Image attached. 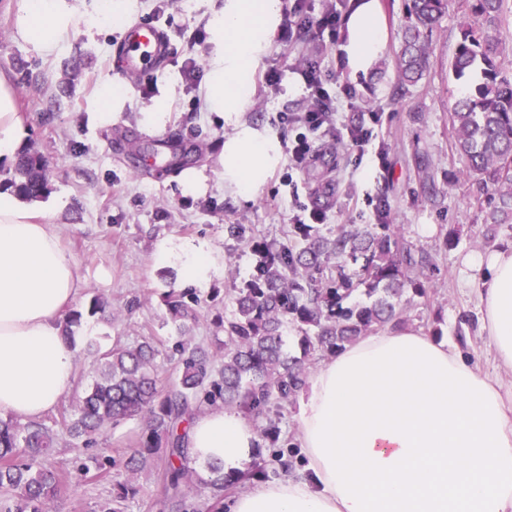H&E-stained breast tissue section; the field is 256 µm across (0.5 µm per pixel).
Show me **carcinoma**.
Listing matches in <instances>:
<instances>
[{
	"label": "carcinoma",
	"mask_w": 512,
	"mask_h": 512,
	"mask_svg": "<svg viewBox=\"0 0 512 512\" xmlns=\"http://www.w3.org/2000/svg\"><path fill=\"white\" fill-rule=\"evenodd\" d=\"M461 7L465 21L451 69L456 79L473 83L459 92L449 120L453 147L466 161L469 201L484 213L490 240L497 226L512 224V73L505 72L499 37L508 0H461ZM447 9L448 0H408L395 95L428 68L429 37ZM7 184L26 200L42 199L49 179L40 153H21ZM227 232L258 260L251 278L229 298L231 316L213 321L224 338L213 346L192 342L188 333L200 321L201 300L189 290L171 289L163 302L179 337L165 356L176 363L178 375L168 387L158 383L155 337L132 345L118 340L108 348L88 343L98 376L75 402L39 421L0 418V512H51L65 482L109 478L113 461L104 450L66 474L46 459L60 431L89 446L132 417L140 419L141 433L123 461L126 479L97 512H130L139 494L136 475L162 455L166 512H193L201 485L209 491L211 512H224L225 490L263 481L268 471L260 461L247 473H226L209 463L208 478H202L191 466L188 419L204 405L255 417L294 403L310 361L369 332L401 326L407 300L428 294L424 275L434 265L432 255L392 224H367L330 237L316 234L311 224H294L291 239L279 245L246 237L239 224L227 225ZM332 260L336 277L324 282ZM82 318V311L73 310L65 319L72 348ZM289 329L295 336H286Z\"/></svg>",
	"instance_id": "1"
}]
</instances>
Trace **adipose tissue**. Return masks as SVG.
I'll use <instances>...</instances> for the list:
<instances>
[{"instance_id": "obj_1", "label": "adipose tissue", "mask_w": 512, "mask_h": 512, "mask_svg": "<svg viewBox=\"0 0 512 512\" xmlns=\"http://www.w3.org/2000/svg\"><path fill=\"white\" fill-rule=\"evenodd\" d=\"M18 0L15 35L49 58L78 27H125L140 0ZM208 33L204 111L224 127L225 189L250 200L283 159L278 137L248 123L253 76L267 56L283 0H197ZM351 75L367 74L385 51L378 0H358L341 46ZM24 133L16 91L0 75V161ZM157 260L177 262L186 281L207 287L224 258L207 243L159 240ZM478 274L481 331L501 376L425 333L388 328L322 362L303 391L297 425L305 473L259 482L228 512H512V248L468 258ZM83 282L54 224L14 190H0V410L37 420L72 392L73 352L63 313ZM257 438L240 414L198 413L189 446L201 463L242 470Z\"/></svg>"}]
</instances>
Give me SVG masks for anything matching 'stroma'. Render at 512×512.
I'll use <instances>...</instances> for the list:
<instances>
[{
    "mask_svg": "<svg viewBox=\"0 0 512 512\" xmlns=\"http://www.w3.org/2000/svg\"><path fill=\"white\" fill-rule=\"evenodd\" d=\"M15 4L16 0H0V74L18 93L23 148H35L46 164L51 190L41 208L84 281L74 309H83L97 295L111 310L110 315L82 320L73 351L77 388L86 387L96 375L94 358L85 350L87 342L105 346L113 336L128 343L153 336L166 345L176 338V330L163 321L161 295L182 287L183 281L178 264L156 261L157 240L203 241L224 256V275L199 294L203 316L193 334L196 340L207 341L215 334L212 318L230 315L228 297L248 280L256 263L250 248L228 236L226 225H243L257 240L284 242L291 228L288 217L295 204L302 203L326 211V223L315 230L330 237L350 225L372 222L371 203L378 199L388 205L390 223L401 225L405 237L434 258L427 273L433 297L407 304L406 327L462 349L486 374L499 376L496 357L480 329L477 283L467 265L471 254L485 248V226L479 210L466 200L469 183L462 176L464 162L452 148L448 121L462 86L450 69L463 21L458 0H448V10L433 34L429 70L397 99L392 93L405 0H379L386 49L379 66L364 76H351L340 46L323 47L320 38L301 34L285 46L272 43L256 70L246 119L290 147L298 128L281 117L307 105L304 85L290 68L315 56L326 86L337 95L338 119L364 122L373 132L368 152L382 150L384 158L379 165L356 166L355 151L332 136L318 135L310 161L296 167L283 159L248 202L224 191L217 163L224 129L215 114L202 109L200 86L208 45L191 38L205 30L194 0H171L162 15L157 0H141L138 22L154 23L166 36L165 57L149 75L117 63L116 51L126 35L122 27H106L91 36L76 33L58 55L38 56L14 38ZM271 69L281 72L280 87L266 84L264 75ZM109 77L129 83L130 101L117 119L107 123L98 110L97 91ZM171 80L179 83L181 92L172 104L169 123L158 131L145 129L139 122L141 110ZM346 82L355 90L350 100L339 93ZM176 138L204 148L203 155L192 156L189 162L205 177L202 193L184 194L180 169L142 163L139 150L145 144ZM425 176L433 182L434 194L421 193ZM451 229L457 240L449 247L444 240ZM140 432L138 421L126 420L89 448L58 436L48 459L57 469H71L76 459L102 448L116 465L107 480L65 486L55 501L56 512H96L98 503L125 480L121 463L135 448Z\"/></svg>",
    "mask_w": 512,
    "mask_h": 512,
    "instance_id": "stroma-1",
    "label": "stroma"
}]
</instances>
